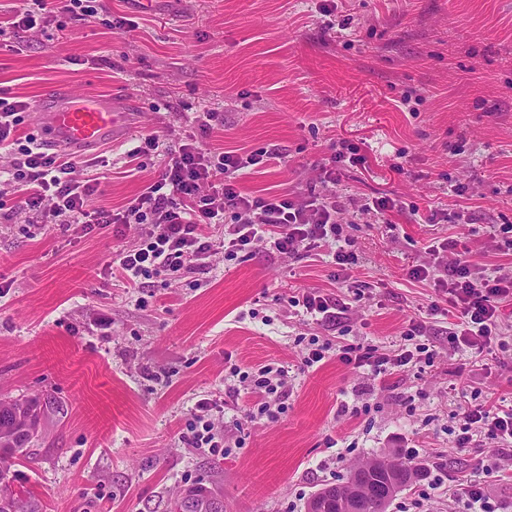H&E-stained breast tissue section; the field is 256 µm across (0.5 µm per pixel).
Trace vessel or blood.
Here are the masks:
<instances>
[{
	"instance_id": "vessel-or-blood-1",
	"label": "vessel or blood",
	"mask_w": 512,
	"mask_h": 512,
	"mask_svg": "<svg viewBox=\"0 0 512 512\" xmlns=\"http://www.w3.org/2000/svg\"><path fill=\"white\" fill-rule=\"evenodd\" d=\"M36 117L43 143L79 155L115 144V133L122 124L121 115L111 104L84 101L69 92L41 99Z\"/></svg>"
}]
</instances>
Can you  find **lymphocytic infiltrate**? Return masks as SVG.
<instances>
[{"label": "lymphocytic infiltrate", "mask_w": 512, "mask_h": 512, "mask_svg": "<svg viewBox=\"0 0 512 512\" xmlns=\"http://www.w3.org/2000/svg\"><path fill=\"white\" fill-rule=\"evenodd\" d=\"M38 2L40 11L21 9L10 18V25L30 30L60 11L92 17L101 7L100 0ZM28 108L25 101L0 96V149L12 154L9 165L0 169V179L12 183L21 193L15 210L38 213L45 223L69 224L85 234L108 227L116 238L123 236L127 226L143 225L142 243L120 250L118 259L109 263L112 278L139 288L144 280L158 276L176 280L193 267L205 265L216 248L210 228L225 224L224 211L230 208L235 212V222L225 224V255L233 257L265 245L287 257L327 248L337 282H348L357 256L341 244L340 216L344 207L335 191L305 199L288 191L272 195L242 192L241 181L279 162V153L265 150L242 156L212 151L190 139L170 152L158 179L146 185L126 207L91 211L87 202L97 193L98 180H77L71 161L46 150L35 139L19 135L22 114ZM428 251L434 258L433 264L414 266L410 276L432 283L438 300L431 303V312H439L444 301L457 312L455 343L479 351L512 347L500 319L501 304L512 301V271L473 264L468 247L456 239L434 241ZM291 303L301 308L304 316L329 330L347 312L336 298L315 290L292 297ZM426 332L425 322L410 321L399 344L389 351L361 344L335 347L314 340L302 365L309 369L333 355L342 364L366 368L378 376L408 365L414 357L411 341ZM283 374V369L268 365L251 371L250 387L255 397L251 417L269 414L268 398L284 389ZM458 423L457 448L471 447L478 436L491 444H512V408L473 405L460 413Z\"/></svg>", "instance_id": "1"}]
</instances>
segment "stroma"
<instances>
[{
  "label": "stroma",
  "mask_w": 512,
  "mask_h": 512,
  "mask_svg": "<svg viewBox=\"0 0 512 512\" xmlns=\"http://www.w3.org/2000/svg\"><path fill=\"white\" fill-rule=\"evenodd\" d=\"M121 16L132 30L111 29ZM50 89L125 103L121 143L98 151L108 166L75 163L101 182L89 209L122 208L158 178L165 155L126 156L154 131L170 146L274 149L280 163L244 192L335 188L358 262L344 287L326 250L264 246L131 288L107 265L138 226L118 240L33 213L0 222V398L41 401L17 471L44 512H173L198 489L218 512H307L382 453L422 471L388 512H466L450 493L470 482L512 512L492 445L456 448L461 407L512 404V351L452 349L456 316L430 315L434 289L408 275L431 240L460 235L478 265L512 267L497 249L512 225V0H103L95 17L0 30V93L32 104ZM207 112L223 128L203 130ZM347 146L358 162H334ZM381 197L396 206L380 217L368 206ZM313 289L347 303L341 327L292 307ZM413 319L428 351L394 374L301 367L311 340L388 350ZM232 363L285 367L282 413L249 418ZM204 398L222 407L220 455L188 442Z\"/></svg>",
  "instance_id": "obj_1"
}]
</instances>
